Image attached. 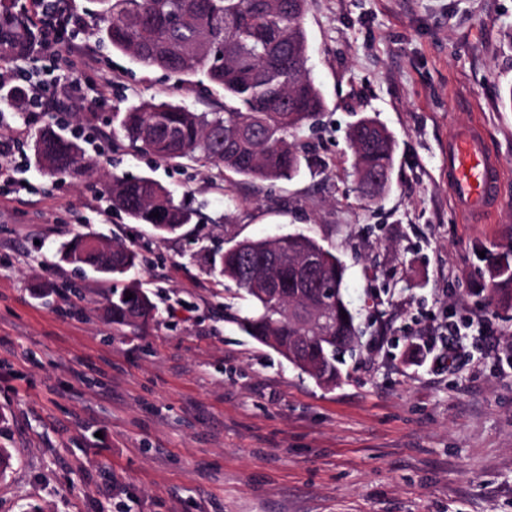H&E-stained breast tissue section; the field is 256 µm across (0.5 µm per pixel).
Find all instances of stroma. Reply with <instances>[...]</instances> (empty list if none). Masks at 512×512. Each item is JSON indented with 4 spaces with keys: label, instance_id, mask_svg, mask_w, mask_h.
<instances>
[{
    "label": "stroma",
    "instance_id": "obj_1",
    "mask_svg": "<svg viewBox=\"0 0 512 512\" xmlns=\"http://www.w3.org/2000/svg\"><path fill=\"white\" fill-rule=\"evenodd\" d=\"M98 57L78 76L95 129L94 174L49 180L26 154L0 182V512H512V305L490 303L489 268L512 244V0H308L307 67L327 107L295 134L292 180L251 181L134 151L113 115L147 99L224 109L210 83H181L111 50L92 0H67ZM109 86L107 97L98 87ZM395 137L380 200L348 175L350 126ZM479 125L502 177L491 223L464 221L448 187V141ZM83 118L23 112L0 140L32 144ZM149 177L197 212L177 233L112 208V176ZM138 251L111 278L60 262L79 233ZM302 233L346 265L360 330L342 380L318 385L234 318L250 304L211 258L245 239ZM138 283L154 319L118 325L113 290ZM490 320L452 368L428 338Z\"/></svg>",
    "mask_w": 512,
    "mask_h": 512
}]
</instances>
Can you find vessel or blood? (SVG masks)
Listing matches in <instances>:
<instances>
[{"label": "vessel or blood", "mask_w": 512, "mask_h": 512, "mask_svg": "<svg viewBox=\"0 0 512 512\" xmlns=\"http://www.w3.org/2000/svg\"><path fill=\"white\" fill-rule=\"evenodd\" d=\"M448 183L461 214L481 220L498 208L496 183L501 175L480 128L458 130L448 142Z\"/></svg>", "instance_id": "vessel-or-blood-1"}]
</instances>
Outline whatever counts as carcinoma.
<instances>
[{
    "instance_id": "1",
    "label": "carcinoma",
    "mask_w": 512,
    "mask_h": 512,
    "mask_svg": "<svg viewBox=\"0 0 512 512\" xmlns=\"http://www.w3.org/2000/svg\"><path fill=\"white\" fill-rule=\"evenodd\" d=\"M99 32L112 49L146 68L179 77L203 76L224 89V111L198 113L172 102L145 101L122 112L119 130L139 152L162 161L188 159L203 166L222 167L256 181L290 180L301 169L306 148L288 140L325 109V99L307 69L308 39L303 27L306 0H100ZM52 14L35 23L25 5L0 0V63L35 53L42 32L54 26ZM0 102L22 109L19 88L0 91ZM352 176L364 199L376 194L368 180L391 176L396 145L377 121L364 119L352 126ZM34 157L44 176L82 177L92 168L78 138L53 128L35 139ZM112 206L160 235L172 234L191 220V214L164 187L147 177H112L108 187ZM159 213V217L151 213ZM92 234H78L64 243L60 259L99 271L101 254L87 246ZM137 254L112 247L110 275L132 268ZM219 273L252 304L235 320L258 342L276 336L288 346L294 337L310 340L301 358L316 368L310 374L319 385L334 387L341 379L339 356L358 345L355 317L336 295L320 331L307 330L288 316V304L312 299L317 284L330 279L343 285L345 266L330 248L301 234L242 240L224 249ZM492 296L512 297V245L494 258L490 272ZM133 297L126 299V292ZM347 313L342 318L341 312ZM112 322L133 325L152 319L156 307L138 285L112 295Z\"/></svg>"
}]
</instances>
